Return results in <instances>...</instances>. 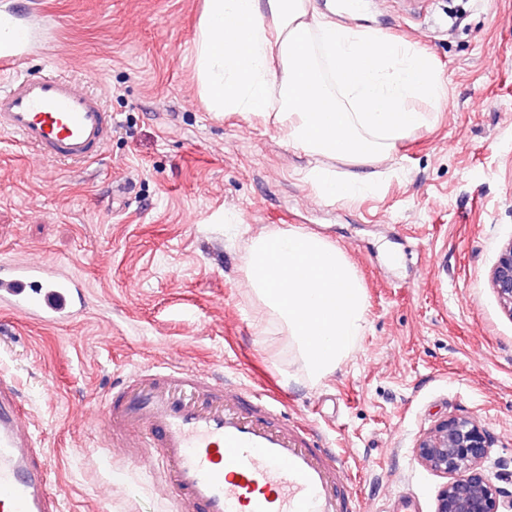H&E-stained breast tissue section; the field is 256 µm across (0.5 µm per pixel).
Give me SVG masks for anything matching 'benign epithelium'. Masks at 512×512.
<instances>
[{
    "label": "benign epithelium",
    "mask_w": 512,
    "mask_h": 512,
    "mask_svg": "<svg viewBox=\"0 0 512 512\" xmlns=\"http://www.w3.org/2000/svg\"><path fill=\"white\" fill-rule=\"evenodd\" d=\"M490 283L512 316V239L501 248ZM492 439L475 421L451 417L436 424L414 448L417 461L430 471L451 476L439 491L434 512H512V491L498 486L482 470Z\"/></svg>",
    "instance_id": "benign-epithelium-1"
}]
</instances>
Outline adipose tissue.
Returning a JSON list of instances; mask_svg holds the SVG:
<instances>
[{
  "label": "adipose tissue",
  "mask_w": 512,
  "mask_h": 512,
  "mask_svg": "<svg viewBox=\"0 0 512 512\" xmlns=\"http://www.w3.org/2000/svg\"><path fill=\"white\" fill-rule=\"evenodd\" d=\"M193 47L210 110L273 119L284 144L313 158L303 178L329 198L377 190L363 168L426 125L412 100L445 95L412 46L330 19L316 0H204ZM333 160L351 173L337 177Z\"/></svg>",
  "instance_id": "adipose-tissue-1"
}]
</instances>
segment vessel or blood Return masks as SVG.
Masks as SVG:
<instances>
[{
	"instance_id": "1",
	"label": "vessel or blood",
	"mask_w": 512,
	"mask_h": 512,
	"mask_svg": "<svg viewBox=\"0 0 512 512\" xmlns=\"http://www.w3.org/2000/svg\"><path fill=\"white\" fill-rule=\"evenodd\" d=\"M28 48L21 35L0 44V70ZM113 131L102 97L73 77L29 73L0 86V132L48 160L86 164ZM85 301V288L49 264L0 261V308L28 323L69 321ZM29 417L18 388L0 376V512H59ZM104 426L155 449L154 474L181 512H356L335 450L239 383L189 366H143L113 386Z\"/></svg>"
}]
</instances>
